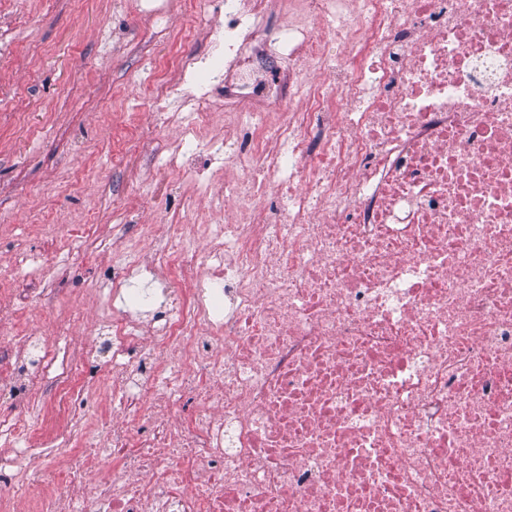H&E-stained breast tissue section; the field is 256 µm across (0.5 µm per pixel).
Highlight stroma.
<instances>
[{"label": "stroma", "mask_w": 512, "mask_h": 512, "mask_svg": "<svg viewBox=\"0 0 512 512\" xmlns=\"http://www.w3.org/2000/svg\"><path fill=\"white\" fill-rule=\"evenodd\" d=\"M161 14L138 0H0V28L13 49L0 56V321L29 326L61 349L86 339L106 346L96 307L112 282V240L138 237L209 197L189 193L176 173L154 172L151 144L178 141L159 123L145 92L177 75L188 49L205 50L203 18L182 0H160ZM83 234L62 268H40L72 226ZM51 291L52 306L30 298ZM83 319L67 338L55 332L72 310Z\"/></svg>", "instance_id": "stroma-1"}]
</instances>
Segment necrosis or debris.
<instances>
[{"instance_id":"necrosis-or-debris-1","label":"necrosis or debris","mask_w":512,"mask_h":512,"mask_svg":"<svg viewBox=\"0 0 512 512\" xmlns=\"http://www.w3.org/2000/svg\"><path fill=\"white\" fill-rule=\"evenodd\" d=\"M360 2L190 0L211 52L151 92L160 166L224 198L200 246L117 241L112 445L71 385L99 349L43 350L61 393L0 419V512H512V0Z\"/></svg>"}]
</instances>
